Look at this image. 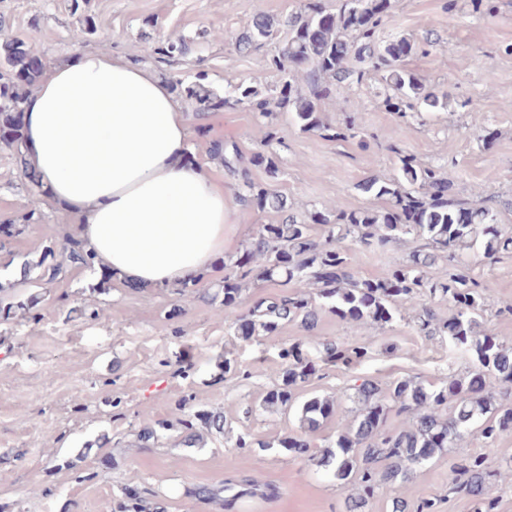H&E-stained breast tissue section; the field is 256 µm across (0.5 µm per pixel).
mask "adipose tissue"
<instances>
[{"label":"adipose tissue","mask_w":512,"mask_h":512,"mask_svg":"<svg viewBox=\"0 0 512 512\" xmlns=\"http://www.w3.org/2000/svg\"><path fill=\"white\" fill-rule=\"evenodd\" d=\"M22 150L51 200L126 289L193 283L224 254V186L189 157L168 82L121 53L77 50L23 106Z\"/></svg>","instance_id":"ef3b65f1"}]
</instances>
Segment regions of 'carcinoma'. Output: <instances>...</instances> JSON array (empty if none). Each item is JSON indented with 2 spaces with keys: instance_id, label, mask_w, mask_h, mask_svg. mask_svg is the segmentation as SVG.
<instances>
[{
  "instance_id": "obj_1",
  "label": "carcinoma",
  "mask_w": 512,
  "mask_h": 512,
  "mask_svg": "<svg viewBox=\"0 0 512 512\" xmlns=\"http://www.w3.org/2000/svg\"><path fill=\"white\" fill-rule=\"evenodd\" d=\"M391 0H336V10L326 8L323 0H303L301 8L279 20L257 15L241 32L224 34V40L239 51H249L269 38L275 29L288 33L284 47L266 60V66L287 75L279 94L262 97L249 86L238 84L220 98L200 85L182 87L197 112L219 107L243 105L264 120L263 147L254 151L249 166L238 165V151L222 142L211 146L213 155L224 162L232 176L241 178L240 197L260 210L281 216L276 224H265L230 271L224 275V323L231 333L250 340L272 336L286 323H294L304 335L279 350L282 371L279 382L263 398L265 407L288 411L293 407L295 389L323 376L327 366L350 364L366 355L360 346H341L324 340L319 356L312 358L304 350L311 343L319 313L328 311L342 321L370 322L380 325L405 319V311L417 305V298L453 307L446 320L437 318L434 309L424 306L418 316L420 329L428 328L459 352L472 356L471 369L448 382L425 383L415 377L393 381L387 387L365 378L353 386L358 408L351 416L339 414L340 427L332 449L317 454L310 435L319 430L338 407L334 396H313L299 408L301 433L268 442L239 434L237 448H282L304 461L333 473L340 484L351 488L347 512H361L381 489L408 481L415 468L432 461L445 448H455L478 426L488 446L512 432V347L500 342L492 326L484 319L485 297L473 274L475 264L492 265L512 255V235L503 232L498 212L491 206L495 195L481 191L461 198L452 191L443 168L423 164L409 154H396L397 174L390 178L372 175L358 189L383 201L381 207L353 209L341 196L324 208L298 217L289 213L288 197L270 184H258L250 176V167H261L274 178L279 158L264 149L278 139L273 119L278 112L291 115L304 132H317L336 141L359 139L361 148L369 147L365 134L354 117L336 127L325 120L319 101L333 97L343 89L362 84L368 70L382 72L384 103L405 121L415 112H437L448 106V93L438 92L412 72L400 66L401 59L417 49L403 35L379 37ZM432 42L418 48L427 55ZM6 73L0 74V141L22 154V128L16 119L29 89L41 78L42 66L31 56L26 44L7 40L0 45ZM305 80L308 92L298 85ZM325 227L324 234H311V225ZM423 240L407 259L387 267L375 279L359 280L349 268L352 243L372 251H383L404 243L407 238ZM65 261L87 268L95 267L96 255L84 243L72 238L61 245ZM41 269L39 279L57 278L62 264L45 266L39 261L21 265L23 280ZM253 282L291 283L296 290L285 295L259 298L244 315L234 319L246 284ZM39 297L26 301L0 299V315L21 310L31 312ZM188 447L201 446L203 434L193 421L203 423L207 432L223 434L228 422L221 411L195 410L183 399L179 405ZM395 413L398 425H387L389 413ZM173 427L168 421L146 426L138 433L141 447L159 437L160 431ZM452 490L471 498L476 512H497L498 499L492 495L489 478L492 471L484 455H469L454 464ZM142 493L127 487L114 512H145ZM435 502L423 499L416 510L407 501L395 499L392 512H431Z\"/></svg>"
}]
</instances>
